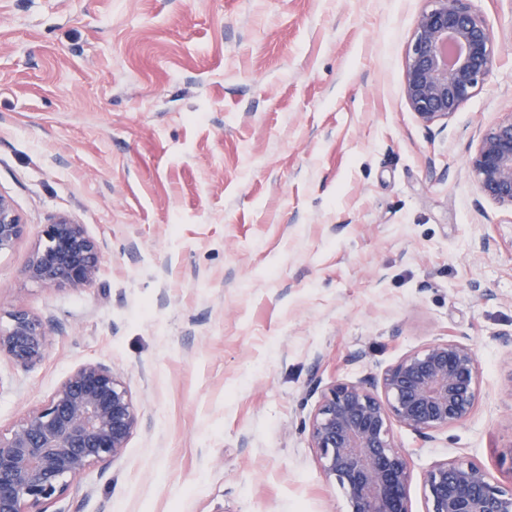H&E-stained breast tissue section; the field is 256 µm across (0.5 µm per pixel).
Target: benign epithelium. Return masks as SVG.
Listing matches in <instances>:
<instances>
[{
    "mask_svg": "<svg viewBox=\"0 0 512 512\" xmlns=\"http://www.w3.org/2000/svg\"><path fill=\"white\" fill-rule=\"evenodd\" d=\"M416 17L404 94L426 125L446 121L490 74L494 35L474 0H429ZM468 167L480 193L512 208V115L488 127ZM26 233L12 200L0 194V254ZM24 270L43 289L84 288L101 266L99 243L61 216ZM47 322L15 308L0 324V360L29 369L46 357ZM376 393L362 383L329 388L309 423L311 447L328 480L344 490L348 512H411V471L392 425L430 436L469 420L480 396L474 349L454 338L411 351L388 369ZM139 422L137 406L112 369L86 363L36 409L0 430V512H48L90 468L121 457ZM425 512H512V486L481 465L445 460L423 476Z\"/></svg>",
    "mask_w": 512,
    "mask_h": 512,
    "instance_id": "benign-epithelium-1",
    "label": "benign epithelium"
}]
</instances>
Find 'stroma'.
Segmentation results:
<instances>
[{"label":"stroma","instance_id":"1","mask_svg":"<svg viewBox=\"0 0 512 512\" xmlns=\"http://www.w3.org/2000/svg\"><path fill=\"white\" fill-rule=\"evenodd\" d=\"M426 0H0V194L27 236L0 254V310L52 326L0 362V427L88 362L139 425L59 512H346L308 423L328 388H379L406 353L471 345V419L394 426L411 512L437 462L512 484V209L467 168L512 115V0H477L498 46L448 122L403 92ZM66 215L97 281L23 271Z\"/></svg>","mask_w":512,"mask_h":512}]
</instances>
